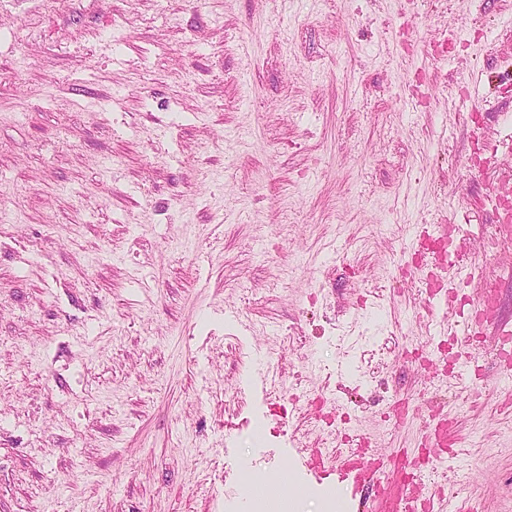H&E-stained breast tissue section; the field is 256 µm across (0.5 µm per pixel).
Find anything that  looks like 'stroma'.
Segmentation results:
<instances>
[{
    "instance_id": "stroma-1",
    "label": "stroma",
    "mask_w": 512,
    "mask_h": 512,
    "mask_svg": "<svg viewBox=\"0 0 512 512\" xmlns=\"http://www.w3.org/2000/svg\"><path fill=\"white\" fill-rule=\"evenodd\" d=\"M500 112L512 0H0V512H247L246 469L367 512L307 467L317 397L382 459L455 417L462 493L512 512L476 290L406 269L462 224L512 320ZM451 310L480 369L433 386Z\"/></svg>"
}]
</instances>
